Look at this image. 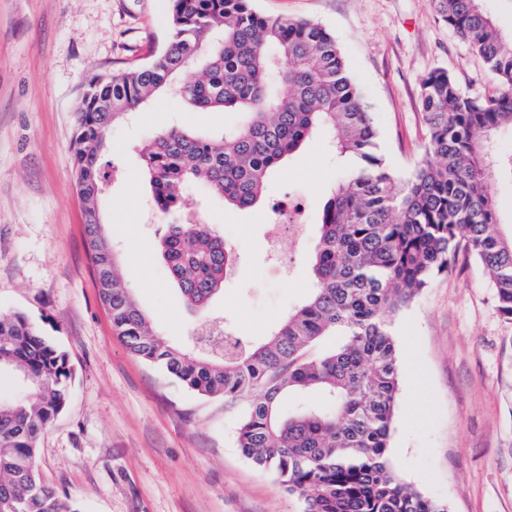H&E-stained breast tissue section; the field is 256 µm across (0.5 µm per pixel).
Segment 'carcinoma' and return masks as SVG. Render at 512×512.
I'll use <instances>...</instances> for the list:
<instances>
[{"instance_id":"1","label":"carcinoma","mask_w":512,"mask_h":512,"mask_svg":"<svg viewBox=\"0 0 512 512\" xmlns=\"http://www.w3.org/2000/svg\"><path fill=\"white\" fill-rule=\"evenodd\" d=\"M254 2L170 0L169 39L158 55L112 75L110 85L89 80L74 174L101 303L132 354L199 396L244 403L237 446L302 498L304 512H445L409 487L388 456L400 385L393 321L460 249L480 261L512 321V236L500 232L490 191L494 175L512 179V155L489 156L492 135L512 127V36L496 30L481 0H430L502 90L471 94L448 72H430L419 92L424 155L399 174L376 154L377 129L333 34L310 20L264 15ZM164 90L201 112L240 115L221 134L171 128L146 142L145 175L164 214H185L197 180L227 207L253 208L279 166L320 133L346 166L323 201L308 298L269 338L232 352L210 347L215 336L179 346L155 333L99 222L112 121ZM158 247L186 304L207 312L235 250L208 225L183 220L163 225ZM331 336L336 342L321 347ZM3 367L30 392L0 399V512H77L34 465L41 431L67 403L65 353L24 314H1ZM311 391L330 407L303 402L281 413L284 397Z\"/></svg>"}]
</instances>
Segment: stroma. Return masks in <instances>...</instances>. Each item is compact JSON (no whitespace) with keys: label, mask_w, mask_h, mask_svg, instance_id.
<instances>
[{"label":"stroma","mask_w":512,"mask_h":512,"mask_svg":"<svg viewBox=\"0 0 512 512\" xmlns=\"http://www.w3.org/2000/svg\"><path fill=\"white\" fill-rule=\"evenodd\" d=\"M255 5L334 35L378 129L379 152L401 173L424 151L418 94L428 73L446 70L470 93L500 89L430 0ZM168 18V0H0V313L25 314L72 369L67 409L41 434L36 466L80 512H301L297 497L237 447L242 405L198 396L127 350L87 256L70 150L78 103L92 75L152 59ZM237 120L162 97L110 130L101 222L153 330L173 343L203 318L185 306L159 254L139 147L162 128L219 133ZM337 169L321 135L271 177L253 210L190 187L195 208L237 250L212 317L261 338L305 301L320 205ZM286 198L303 201L306 234L300 244L284 242L297 258L283 279L267 264L268 216ZM393 329L400 391L388 453L402 479L445 512H512V321L499 313L480 262L458 252Z\"/></svg>","instance_id":"stroma-1"}]
</instances>
